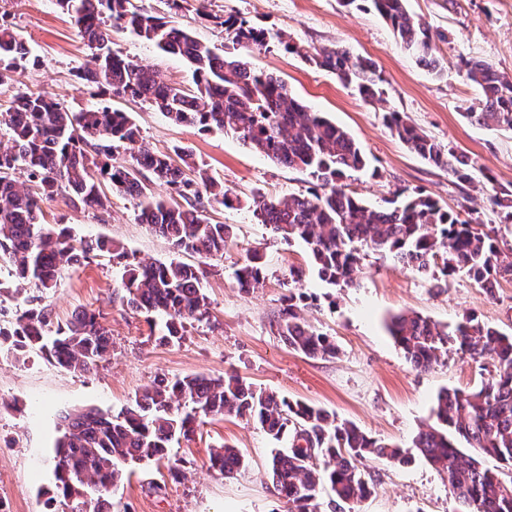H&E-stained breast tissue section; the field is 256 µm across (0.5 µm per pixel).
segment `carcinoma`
Segmentation results:
<instances>
[{"label": "carcinoma", "mask_w": 512, "mask_h": 512, "mask_svg": "<svg viewBox=\"0 0 512 512\" xmlns=\"http://www.w3.org/2000/svg\"><path fill=\"white\" fill-rule=\"evenodd\" d=\"M69 14L78 35L90 50V62L78 79L94 83L115 96L147 102L177 124L205 130L233 132L246 147L290 167L305 169L318 185L308 194L284 198L253 196L252 207L262 224L285 240L300 239L312 253L319 277L333 285L353 284L362 271L360 249L388 254L418 270L441 264V273H464L492 292L502 279H512V247L495 230L444 209L437 200L413 192L370 206L347 190L344 180L365 168L366 160L352 136L317 112L300 104L278 76L257 72L245 60L247 52L284 49L355 85L360 98L380 97V76L367 58L339 47L307 49L284 40L276 31L251 26L203 10L197 16L224 28V51L218 53L190 28H177L166 17L134 0H56ZM390 26L400 46L436 77L446 66L437 55L429 27L412 15L406 0H366ZM118 26L158 50L178 55L190 65L195 89L185 90L152 69L142 67L112 50L111 29ZM28 48L14 29L0 22V86L12 81ZM481 101L466 113L470 121L487 127L512 129V80L481 60L463 62ZM390 129L413 152L448 169L460 184L474 181L471 160L442 147L408 123L397 112L386 115ZM0 124L11 136V146L0 149V254L7 257L19 284L32 283L47 292L56 287L60 267L83 264L97 249L124 261L122 302L161 321V340L176 344L187 324L208 315V297L199 268L180 254L217 256L231 240L228 224H214L199 213L202 194L220 205H233L224 186L209 177L191 150L170 152L146 148L140 129L126 112L108 106L78 115L69 112L52 94H19L0 111ZM130 160L115 165L118 147ZM26 173L27 182L17 179ZM139 200L138 220L165 238L177 257L152 262L130 257L123 248L104 240L91 244L76 239L67 226L46 227L42 198L65 197L75 208L98 211L107 203L102 182ZM164 185L170 196L156 195L151 185ZM182 198L189 208L175 201ZM486 200L505 228L512 227V189L492 188ZM262 256L254 252L234 272L240 287L253 288L262 279ZM279 323V336L292 350L309 356L337 353L330 338L301 321L296 301ZM49 313L30 307L7 326H0V342L19 358L32 350L44 353L58 366L86 373L112 354V337L93 310L75 311L65 326L48 335ZM389 332L413 366L429 369L448 343L469 358L488 360L493 370L471 391L443 390L434 413L437 425L413 439L431 465L445 473L448 491L458 512H512V483L502 481L482 465L493 458L512 470V335L467 315L450 331L419 314L393 317ZM184 401L191 411L181 414L175 404ZM255 421L271 439L292 433L287 451H276L269 477L288 512H345L374 492L371 474L357 466L368 456L399 465L412 457L398 446L372 438L350 422H339L327 411L291 402L273 391L256 389L239 376L203 375L175 381L160 379L118 415L102 411H75L63 416L65 427L57 444V494L76 502L72 512H112L105 498L108 487L119 483L128 463L158 462L173 441L189 437L198 415H231ZM473 450L467 455L461 448ZM210 468L226 477L245 467L235 446L222 443L212 450ZM333 497L322 508L321 488ZM95 489L88 501L81 492Z\"/></svg>", "instance_id": "1"}]
</instances>
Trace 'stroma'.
I'll use <instances>...</instances> for the list:
<instances>
[{
	"label": "stroma",
	"instance_id": "1",
	"mask_svg": "<svg viewBox=\"0 0 512 512\" xmlns=\"http://www.w3.org/2000/svg\"><path fill=\"white\" fill-rule=\"evenodd\" d=\"M200 7L283 32L287 41L302 47L337 45L371 59L383 91L381 101L373 103L298 55L279 49L247 57L252 69L280 75L298 100L357 141L367 159L366 169L347 179L357 196L382 206L398 191H420L450 211L470 212L474 223L485 228L498 226L481 188L459 184L446 169L410 152L385 116L400 113L442 148L469 156L478 173L491 175L496 185L512 186V131L466 118L479 91L463 66L464 60L481 59L512 77V0H408L409 11L428 25L446 62L440 78L405 51L370 8L342 0H190L187 9L174 15V25L193 28L218 48L224 45V31L199 19ZM0 15L40 61L36 67L22 64L11 84L0 87V111L16 95L31 91L53 93L73 113L102 105L121 109L139 125L144 145L157 152L176 146L192 150L209 175L239 198L233 206L215 203L204 211L210 221L234 228L223 254L183 257L204 272L209 314L188 325L176 345L155 341L145 315L122 304L121 267L109 255L95 252L83 265L62 269L56 288L47 294L31 284L18 288L9 264L0 262V324L34 302L48 308L55 326L65 324L76 309L96 310L112 333L111 357L84 374L61 369L38 352L16 360L0 345V512H70L55 488L60 414L120 412L161 377L232 372L406 450L419 431L435 425L433 408L441 390L469 391L487 379L478 362L453 349L430 370H416L386 325L391 316L415 312L450 329L472 315L512 334V280L501 281L489 293L464 273L426 275L367 249L355 286L321 281L306 245L282 239L254 217L249 205L257 192L273 198L307 193L317 184L308 172L250 150L232 132L177 125L143 101L102 96L95 86L81 84L76 73L90 51L56 0H0ZM112 42L124 57L193 88L192 70L181 57L160 53L120 28L113 29ZM106 193L107 210L95 213L69 206L60 196L43 200L44 221L67 225L89 240L119 242L139 258H172L168 242L138 222L135 198L112 187ZM254 251L263 257V282L246 292L233 272ZM294 268L304 272L301 283L291 280ZM296 289L309 296L302 317L335 342L336 357H308L281 340L278 326L288 295ZM224 442L247 461L246 469L232 478L209 467L212 448ZM272 448L251 420L200 417L189 438L173 443L162 461L126 466L122 481L109 490L112 512H287L267 472ZM360 467L373 476L375 490L357 512H457L445 474L422 457L406 465L367 458Z\"/></svg>",
	"mask_w": 512,
	"mask_h": 512
}]
</instances>
